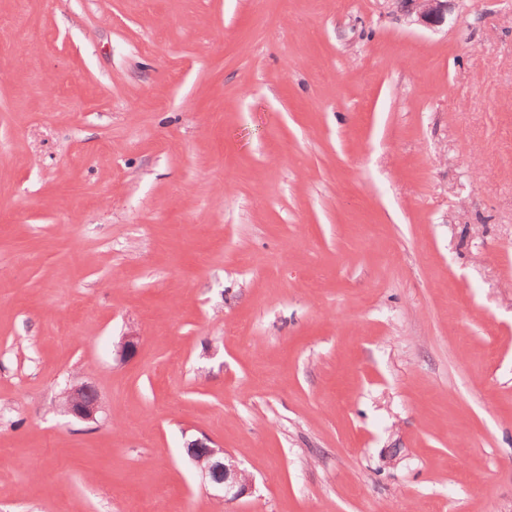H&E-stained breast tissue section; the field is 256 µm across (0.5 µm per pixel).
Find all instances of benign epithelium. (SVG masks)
Masks as SVG:
<instances>
[{
	"label": "benign epithelium",
	"mask_w": 512,
	"mask_h": 512,
	"mask_svg": "<svg viewBox=\"0 0 512 512\" xmlns=\"http://www.w3.org/2000/svg\"><path fill=\"white\" fill-rule=\"evenodd\" d=\"M406 13L427 27L445 22L450 0H402ZM65 412L75 419L93 422L100 412L99 395L88 382L76 383L64 390ZM186 454L205 486L222 501L237 500L251 493L253 477L239 467L231 454L215 447L205 436L186 442Z\"/></svg>",
	"instance_id": "7a95c632"
}]
</instances>
